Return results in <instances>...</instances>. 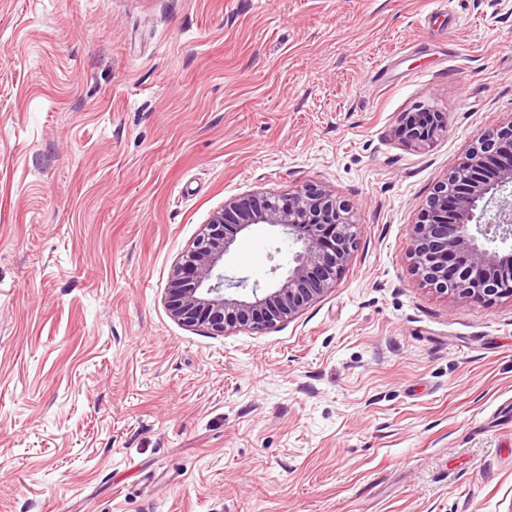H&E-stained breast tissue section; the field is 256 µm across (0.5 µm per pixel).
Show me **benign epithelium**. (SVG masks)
<instances>
[{
  "mask_svg": "<svg viewBox=\"0 0 512 512\" xmlns=\"http://www.w3.org/2000/svg\"><path fill=\"white\" fill-rule=\"evenodd\" d=\"M438 112L429 122L403 120L400 133L425 146L446 131ZM512 121L482 136L465 160L433 188L410 225L414 266L440 293L480 301L512 299ZM474 227H469V223ZM268 224L300 243L292 265L264 290L251 293L244 278L224 275V255L239 233ZM351 209L321 184L288 194L253 192L216 210L172 271L166 295L169 316L186 327L222 335L237 324L262 332L296 316L335 286L356 240Z\"/></svg>",
  "mask_w": 512,
  "mask_h": 512,
  "instance_id": "obj_1",
  "label": "benign epithelium"
}]
</instances>
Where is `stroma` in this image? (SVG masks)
Instances as JSON below:
<instances>
[{
    "mask_svg": "<svg viewBox=\"0 0 512 512\" xmlns=\"http://www.w3.org/2000/svg\"><path fill=\"white\" fill-rule=\"evenodd\" d=\"M511 121L512 0H0V512H512V301L430 289L409 234ZM309 182L353 207L334 288L174 322L212 213ZM295 250L255 224L224 271ZM429 122L419 123L414 116H407L403 120L400 133L409 143L425 146L446 131L447 125L439 112H429Z\"/></svg>",
    "mask_w": 512,
    "mask_h": 512,
    "instance_id": "obj_1",
    "label": "stroma"
}]
</instances>
